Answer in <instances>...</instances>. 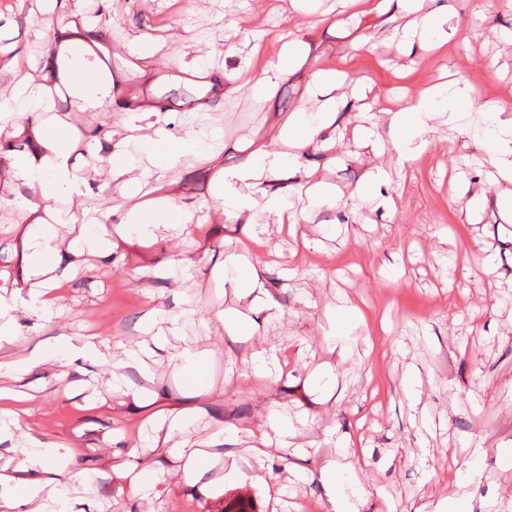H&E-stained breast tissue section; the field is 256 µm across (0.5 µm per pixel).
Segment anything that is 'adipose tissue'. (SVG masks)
Returning <instances> with one entry per match:
<instances>
[{
	"label": "adipose tissue",
	"mask_w": 512,
	"mask_h": 512,
	"mask_svg": "<svg viewBox=\"0 0 512 512\" xmlns=\"http://www.w3.org/2000/svg\"><path fill=\"white\" fill-rule=\"evenodd\" d=\"M380 4L420 14L419 30L407 29L402 33L401 39L406 44L415 36L424 42L431 40L442 23L451 18L450 9L428 7L427 0H380ZM102 53L103 46L93 35L90 23L75 13L63 17L41 64L64 88L75 111L102 113L112 109L115 78L111 70L100 66ZM44 109L43 95L29 91L26 82L16 81L11 95L0 97V129ZM504 110L501 104L491 107L480 104L471 96L468 86L456 82L423 90L417 97L405 100L393 114L392 121L398 130V153L407 161L417 159L432 145L431 134L437 125L447 123L481 146L483 160L492 168L493 180L512 183V160L504 156L505 146L512 143V122L501 121ZM338 115L339 106L332 102L314 113L301 111L289 116L269 144L252 150L245 172L252 188L264 190L271 178L285 172L300 179L311 177L313 169L302 162L301 151L335 127ZM26 130L32 143L30 153L19 159L10 151L0 149V166L7 168L15 181L39 192L35 199L16 195L10 198L9 204L18 212L21 222L38 227L27 239L35 260L25 268L24 275L38 283L30 291L33 303L28 316L41 320L56 310L55 272L62 263L52 227L77 221L74 213L57 209L55 203L79 193L82 183L73 172L71 131L63 120L30 124ZM124 144L120 161L110 162L109 169L113 179L124 181L138 192L161 183L164 170L182 151L181 146L162 133L152 141L129 137ZM139 151L156 155L153 167H141L135 158ZM192 222V212L169 194L161 199L133 203L127 209L126 220L118 224L112 223L110 215H102L98 239L105 243L111 237H121L133 230L149 232L159 226L179 237L188 234ZM263 267L258 259L245 264L230 259L224 266V282L240 288L241 299L247 300L254 310L273 318L279 316L280 307L264 284ZM202 417L199 411L180 413L166 424L153 413L148 420L154 431L162 433L168 442V455L192 466L204 458L215 462L223 458L218 450V435L194 436L192 428ZM19 452L23 457L21 464L12 474H0V512H70L69 485L54 465L58 447L30 438L21 443ZM33 485L51 490L48 499L35 509L31 508L27 494Z\"/></svg>",
	"instance_id": "adipose-tissue-1"
}]
</instances>
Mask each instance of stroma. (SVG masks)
Wrapping results in <instances>:
<instances>
[{
  "instance_id": "obj_1",
  "label": "stroma",
  "mask_w": 512,
  "mask_h": 512,
  "mask_svg": "<svg viewBox=\"0 0 512 512\" xmlns=\"http://www.w3.org/2000/svg\"><path fill=\"white\" fill-rule=\"evenodd\" d=\"M290 0H65L64 10L93 19L108 46L106 65L122 76L112 109L73 111L68 96L53 97L52 112L75 131L96 127L95 143L77 140L74 167L88 181L72 210L97 217L114 208L120 223L130 195L99 160L120 142L128 99L160 110V127L174 139L202 129L214 133L211 154L183 155L166 180L194 220L189 235L132 234L107 252L70 257L58 282L61 314L31 326L28 289L11 293L22 277L25 252L19 217L0 206V299L23 324L7 351L31 355L59 335L72 341L96 335L102 361L79 359L27 366L21 380L0 371V387L15 399L0 410L21 411L23 432L60 444L58 469L77 485L78 472L102 471L74 495L76 512H224L231 500L246 512H331L324 467L349 438L355 452L349 475L367 493L364 512H424L450 508L467 497L471 512H512V220L495 205L471 216L473 189L502 192L475 164L479 146L453 138L448 128L417 160H403L387 110L396 95L416 94L442 78L467 84L472 95L512 104V0H439L451 4L457 31L436 51L401 50L397 35L411 19L395 9L362 13L348 0H320L316 12L293 10ZM61 11L33 0H0V48L17 56L25 79L48 88L53 79L41 59ZM292 34L303 54L269 93L247 82L248 73L274 61L279 37ZM152 48L159 64L140 66L130 44ZM207 58L206 82L180 73L182 62ZM346 70L333 93L311 83L317 67ZM342 107L335 142L306 149L303 160L348 198L377 166L388 184L355 211L322 206L309 222L286 233L267 208L270 201L301 211V181L281 175L265 194L251 193L240 176L248 162L243 144L271 137L291 113L321 109L329 98ZM374 112V146L352 136L359 113ZM250 195L259 238L238 224L226 228L216 188ZM392 196L387 210L382 196ZM248 251L266 264L264 278L282 310L256 319L222 279L228 257ZM198 309L181 315L184 298ZM355 305L360 319L337 322L339 305ZM229 311L255 320L252 333L217 324ZM173 328L171 345L204 351L209 366L199 394L187 395L165 349L154 351L148 375L127 372L112 384L109 353L119 345L151 344ZM280 352V369L265 375L254 351ZM149 386L156 408L199 406L216 428L256 427L269 415L287 421L293 445L270 447L263 464L239 469L201 462L187 473L154 448L134 392ZM306 450L297 458L295 447ZM135 459L151 483L136 495L112 467Z\"/></svg>"
}]
</instances>
